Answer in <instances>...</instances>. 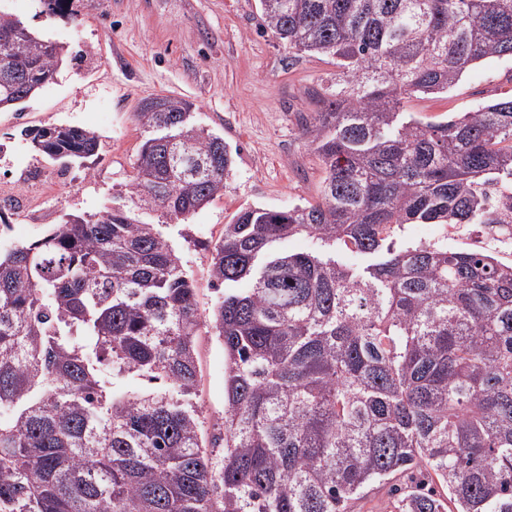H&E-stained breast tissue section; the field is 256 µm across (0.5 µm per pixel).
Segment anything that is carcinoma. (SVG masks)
Returning <instances> with one entry per match:
<instances>
[{
	"label": "carcinoma",
	"instance_id": "1",
	"mask_svg": "<svg viewBox=\"0 0 512 512\" xmlns=\"http://www.w3.org/2000/svg\"><path fill=\"white\" fill-rule=\"evenodd\" d=\"M259 2L265 28L343 75L303 128L318 200L224 225L208 312L162 225L120 207L0 253V512H351L387 483L395 512H512V263L430 243L362 270L336 259L381 253L405 224L512 230V97L441 120L403 111L512 59V0ZM21 25L0 11L12 107L63 52L4 39ZM192 107L139 104L134 207L185 219L224 192L230 147ZM21 135L62 165L100 147L79 126ZM297 235L321 249L278 250ZM203 334L226 362L210 434L192 399ZM107 372L146 386L121 392Z\"/></svg>",
	"mask_w": 512,
	"mask_h": 512
}]
</instances>
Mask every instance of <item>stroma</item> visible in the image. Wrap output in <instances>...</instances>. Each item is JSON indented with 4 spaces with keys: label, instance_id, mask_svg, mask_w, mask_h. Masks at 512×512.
Returning <instances> with one entry per match:
<instances>
[{
    "label": "stroma",
    "instance_id": "stroma-1",
    "mask_svg": "<svg viewBox=\"0 0 512 512\" xmlns=\"http://www.w3.org/2000/svg\"><path fill=\"white\" fill-rule=\"evenodd\" d=\"M72 16L50 14L42 0H0L41 37L63 45L53 83L16 109L0 112V250L33 241L51 225L127 204L134 162L146 134L135 117L148 97L194 105L195 121L234 147L224 192L185 220L132 210L162 225L192 276L202 309L217 299L211 248L234 214L248 207L288 208L316 201L323 169L302 136L317 95L336 90L325 56L289 49L260 19L258 0H72ZM512 94V60L469 70L448 94L409 99L406 112L439 119ZM76 125L100 137L97 155L80 164L48 162L23 129ZM469 233L449 238L440 224H407L395 248L416 243L469 247ZM197 400L211 416L224 410V351L199 339Z\"/></svg>",
    "mask_w": 512,
    "mask_h": 512
}]
</instances>
